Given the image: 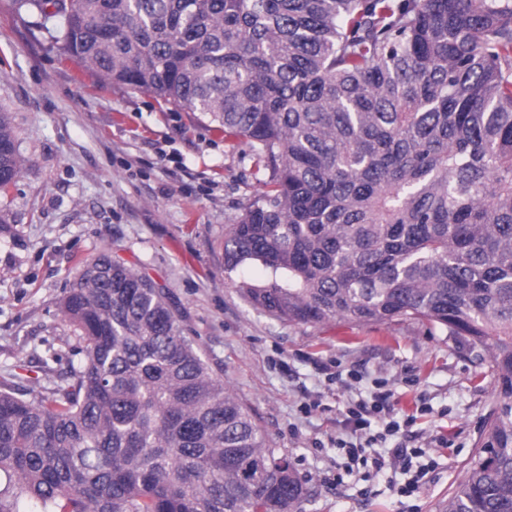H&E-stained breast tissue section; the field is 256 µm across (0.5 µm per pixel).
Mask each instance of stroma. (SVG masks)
Returning a JSON list of instances; mask_svg holds the SVG:
<instances>
[{"instance_id":"stroma-1","label":"stroma","mask_w":512,"mask_h":512,"mask_svg":"<svg viewBox=\"0 0 512 512\" xmlns=\"http://www.w3.org/2000/svg\"><path fill=\"white\" fill-rule=\"evenodd\" d=\"M1 112L26 163L0 194V381L48 387L78 362L60 302L107 249L165 288L214 375L288 453L309 491L301 512H436L495 405L486 353L413 320L291 325L252 307L235 283L261 267L224 269V233L262 189L246 145L87 72L16 0H0ZM384 383L401 425L386 449H421L412 464L428 468L409 497L397 466L336 476L346 404Z\"/></svg>"}]
</instances>
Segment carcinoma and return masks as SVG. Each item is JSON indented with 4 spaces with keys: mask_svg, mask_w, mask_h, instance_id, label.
I'll return each instance as SVG.
<instances>
[{
    "mask_svg": "<svg viewBox=\"0 0 512 512\" xmlns=\"http://www.w3.org/2000/svg\"><path fill=\"white\" fill-rule=\"evenodd\" d=\"M86 70L241 140L224 269L292 324L418 320L487 352L496 407L443 512H512V0H17ZM25 165L0 114V192ZM83 359L0 382V512H300L288 454L164 289L83 264Z\"/></svg>",
    "mask_w": 512,
    "mask_h": 512,
    "instance_id": "cac0c4a2",
    "label": "carcinoma"
}]
</instances>
